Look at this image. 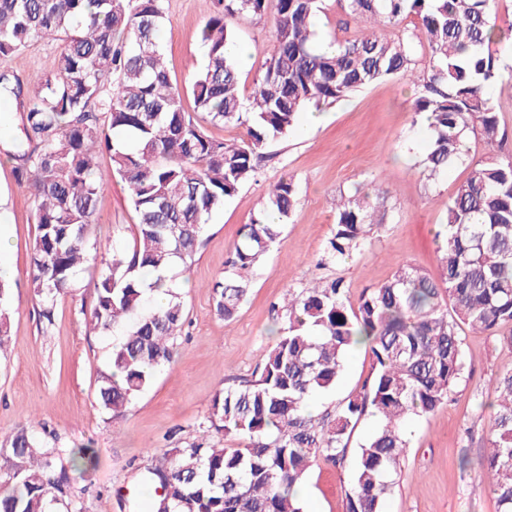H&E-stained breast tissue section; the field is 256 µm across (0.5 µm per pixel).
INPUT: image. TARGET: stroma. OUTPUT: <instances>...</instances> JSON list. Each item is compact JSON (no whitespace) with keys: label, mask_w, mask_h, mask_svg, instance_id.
Returning <instances> with one entry per match:
<instances>
[{"label":"stroma","mask_w":512,"mask_h":512,"mask_svg":"<svg viewBox=\"0 0 512 512\" xmlns=\"http://www.w3.org/2000/svg\"><path fill=\"white\" fill-rule=\"evenodd\" d=\"M164 8L168 69L191 113L195 106L188 89L203 63L197 32L214 14L216 0H164ZM233 27L239 42L251 49L239 67L247 92L270 57L269 25L240 17ZM316 30L322 43L355 39L358 28L347 15L346 0H323ZM61 49L57 41L40 43L13 56L0 71L27 81ZM413 60L412 75L381 80L324 107L319 125L309 129L297 123L288 136L263 150L257 179L212 215L197 252L173 271L186 315L173 364L159 369L151 387L117 416L97 405L95 389L122 332L99 334L86 327L96 282L90 271L82 273L76 291L57 297L51 318L42 316L29 283L34 204L19 186L16 162L9 156L21 134L20 119L0 131V232L9 240L4 260L13 270L11 336L0 351V445L24 428L61 448H90L93 462L71 473L58 512H141L140 502L153 494L143 477L156 449L203 437L234 446V437L204 433L202 424L215 392L254 377L285 325L274 306L286 286L338 279L355 303L367 289L388 280L400 263L438 276V232L448 202L472 162L483 159L488 148L479 134H469L462 162L433 179L422 173L429 131L413 104L418 78L428 66L426 44L414 43ZM284 176L296 183L299 204L278 242L249 272L250 291L239 313L224 320L214 311L210 285L223 276L242 226L257 217L271 185ZM355 192L377 199L383 222L359 250L325 262L336 202ZM98 213L101 245L132 246L138 219L120 178L103 188ZM461 336L465 374L452 402L412 421L401 473L382 512H498L476 462L487 445L494 412L491 382L512 369V348L500 337L466 328ZM374 366L369 347L351 349L336 387L311 399L313 411L335 410L360 390ZM352 469L349 461L340 467L313 461L303 480L306 512H343Z\"/></svg>","instance_id":"1"}]
</instances>
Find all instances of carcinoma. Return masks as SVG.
Masks as SVG:
<instances>
[{"label":"carcinoma","mask_w":512,"mask_h":512,"mask_svg":"<svg viewBox=\"0 0 512 512\" xmlns=\"http://www.w3.org/2000/svg\"><path fill=\"white\" fill-rule=\"evenodd\" d=\"M320 0H217L200 28L205 64L190 87L196 111L213 125L243 129L241 141L211 137L182 108L158 32L163 0H0V64L46 40L62 51L33 80L0 74V96L22 109L24 139L12 157L18 184L35 203L31 288L51 319L56 298L78 288L79 275L98 272L87 318L94 333L126 326L98 379L97 399L115 415L144 393L174 359L184 304L165 276L187 263L213 213L253 179L267 144L293 129L308 107L413 70L410 44L386 40L374 28L405 14L419 20L414 36L429 50L414 112L428 115L431 142L423 170L436 176L463 157L470 133L500 147L491 89L502 77L503 33L492 22L495 0H346L360 36L335 53L318 49L313 18ZM271 19L273 52L249 96L240 90L238 42L228 20ZM107 152L109 169L99 165ZM117 175L138 215L133 245L100 251L98 197ZM298 203L292 179L269 190L262 212L243 225L224 279L212 285L215 309L230 320L257 267L280 238ZM369 195L341 197L329 240L331 259L357 250L373 228ZM440 276L399 265L357 305L342 282L288 288V326L268 349L255 377L214 394L208 429L241 440L237 448L190 443L151 456L146 480L151 512H303L294 487L315 459L344 464L350 436L370 413L378 427L360 444L344 512H380L401 471L407 423L451 401L464 376L462 327L496 334L512 328V152L493 153L472 167L448 201L440 246ZM165 289L166 305L146 308L147 290ZM10 288L0 281V349L8 342ZM369 339L375 372L332 414L315 416L308 400L336 386L344 356ZM496 412L480 468L499 512H512V370L492 381ZM15 432L0 449V512H51L66 494L69 469L90 462Z\"/></svg>","instance_id":"cac0c4a2"}]
</instances>
